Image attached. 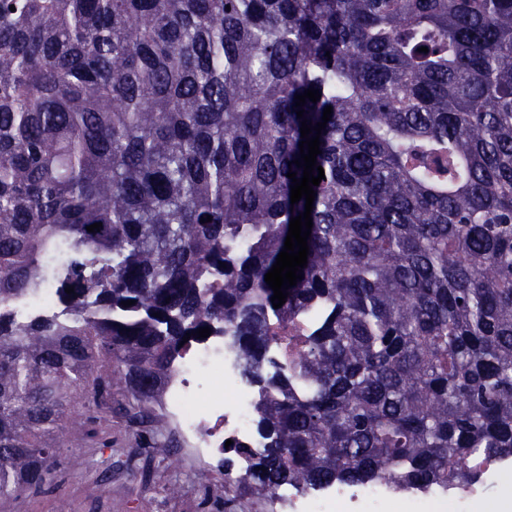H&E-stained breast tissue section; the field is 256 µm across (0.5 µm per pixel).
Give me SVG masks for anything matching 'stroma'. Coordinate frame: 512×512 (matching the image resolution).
Wrapping results in <instances>:
<instances>
[{
    "label": "stroma",
    "mask_w": 512,
    "mask_h": 512,
    "mask_svg": "<svg viewBox=\"0 0 512 512\" xmlns=\"http://www.w3.org/2000/svg\"><path fill=\"white\" fill-rule=\"evenodd\" d=\"M78 456L85 459L81 469H65L59 484L7 501L6 512H176L181 505L188 512H260L255 497L221 488L215 473L200 480L179 448L154 447L119 415L112 418L111 448L61 451L65 461Z\"/></svg>",
    "instance_id": "stroma-1"
}]
</instances>
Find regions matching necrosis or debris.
Masks as SVG:
<instances>
[{
    "label": "necrosis or debris",
    "mask_w": 512,
    "mask_h": 512,
    "mask_svg": "<svg viewBox=\"0 0 512 512\" xmlns=\"http://www.w3.org/2000/svg\"><path fill=\"white\" fill-rule=\"evenodd\" d=\"M241 359L231 337L218 335L193 343L177 361L165 386L158 413L170 433L187 448L202 466L220 462L227 440L251 446L259 439L253 432L258 390L240 372ZM219 369V387L201 391L200 373ZM395 490L385 482L361 486L356 494L341 487L299 492L290 486L278 487L273 501L280 512H350L354 503L388 504ZM486 495L483 484H473L460 495L430 489L407 495L408 512H479Z\"/></svg>",
    "instance_id": "obj_1"
}]
</instances>
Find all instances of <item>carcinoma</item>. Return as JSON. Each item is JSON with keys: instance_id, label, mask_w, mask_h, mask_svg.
<instances>
[{"instance_id": "carcinoma-1", "label": "carcinoma", "mask_w": 512, "mask_h": 512, "mask_svg": "<svg viewBox=\"0 0 512 512\" xmlns=\"http://www.w3.org/2000/svg\"><path fill=\"white\" fill-rule=\"evenodd\" d=\"M328 106L276 309L287 173ZM203 327L261 393L262 447L232 444L253 496L512 460V0H0V506L112 447L114 413L163 436ZM313 317L306 316L297 322V325H288L282 332V336H288V355L285 353L286 343L283 341L270 350V359L281 368L282 371L288 372L292 367V361L296 360V352L293 350L294 340L290 341L291 336H302L303 332L311 324Z\"/></svg>"}]
</instances>
